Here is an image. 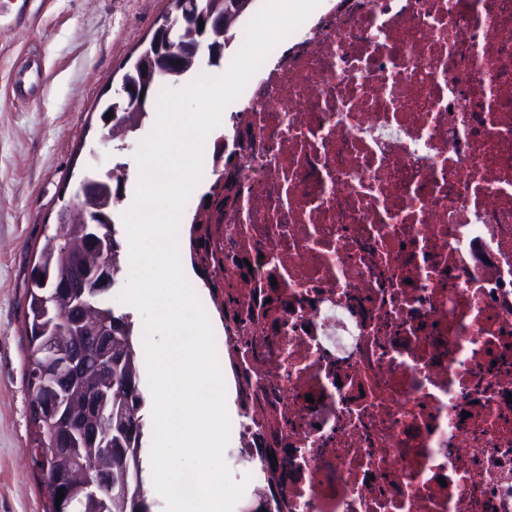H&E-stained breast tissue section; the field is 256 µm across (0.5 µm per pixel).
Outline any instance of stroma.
Returning <instances> with one entry per match:
<instances>
[{"mask_svg":"<svg viewBox=\"0 0 512 512\" xmlns=\"http://www.w3.org/2000/svg\"><path fill=\"white\" fill-rule=\"evenodd\" d=\"M0 33V512H45L47 475L32 454L25 373L26 283L62 205L84 173L124 164L136 186V139L106 143L99 111L148 44L170 0H30ZM38 87L11 93L24 60Z\"/></svg>","mask_w":512,"mask_h":512,"instance_id":"35a3bbf8","label":"stroma"}]
</instances>
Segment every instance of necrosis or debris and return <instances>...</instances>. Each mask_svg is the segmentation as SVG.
Returning <instances> with one entry per match:
<instances>
[{
	"label": "necrosis or debris",
	"mask_w": 512,
	"mask_h": 512,
	"mask_svg": "<svg viewBox=\"0 0 512 512\" xmlns=\"http://www.w3.org/2000/svg\"><path fill=\"white\" fill-rule=\"evenodd\" d=\"M190 260L271 512H512V0H320Z\"/></svg>",
	"instance_id": "obj_1"
}]
</instances>
